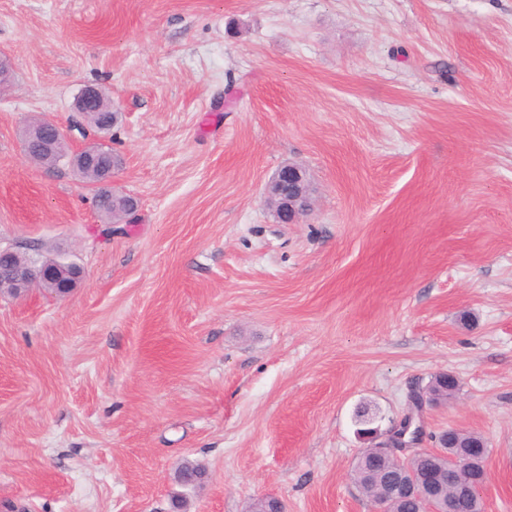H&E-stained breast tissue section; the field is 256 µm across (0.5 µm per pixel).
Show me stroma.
<instances>
[{"instance_id":"stroma-1","label":"stroma","mask_w":512,"mask_h":512,"mask_svg":"<svg viewBox=\"0 0 512 512\" xmlns=\"http://www.w3.org/2000/svg\"><path fill=\"white\" fill-rule=\"evenodd\" d=\"M0 55V247L85 271L0 299V512H372L354 411L440 371L424 447L483 435L512 512V0H0ZM87 85L138 201L115 232L22 146ZM288 161L298 224L264 197ZM285 186H288L286 192L283 191ZM311 191L314 192L306 169L291 162L283 164L265 185L267 200L278 199L280 206L288 207V220L285 222L277 221L279 212L269 207L275 220L280 224L299 223L306 212L302 208L295 207V203Z\"/></svg>"}]
</instances>
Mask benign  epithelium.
Segmentation results:
<instances>
[{
	"mask_svg": "<svg viewBox=\"0 0 512 512\" xmlns=\"http://www.w3.org/2000/svg\"><path fill=\"white\" fill-rule=\"evenodd\" d=\"M75 111L80 115L87 112H107L118 116L119 112L112 100L105 97L103 91L95 86L83 87L78 93ZM69 138L68 131L52 121H42L26 130V143H37L47 154L55 153ZM112 155V149L106 144L85 147L67 158V164L77 169L86 170L100 166V175L93 182L96 195L109 200L124 195V191L112 185V167L100 165V159ZM313 191L307 171L295 163L283 164L265 185L267 199H277L280 205L288 208L289 224H297L305 214V210L295 207V203L304 195ZM14 252L10 249L0 250V297L18 298L32 287L47 288L57 297H65L83 280L84 269L75 262L56 259L36 258L27 264L17 263L13 259ZM436 373L428 385V395L423 397L419 410L407 409L396 419L389 421L386 428L376 425L378 416L371 406L359 410L354 416L358 428L356 434L365 443L358 455V462L367 459L391 460L397 469L396 478L389 483L381 496L374 501L377 512H388V504L400 495L408 493L421 500L422 512H452L450 501L441 495L429 492V484L433 482L437 471L422 469L419 459L425 455L444 459L448 462V480L457 484L461 496H469L471 488L462 479V473L479 468L483 475V483H488V460L475 464L470 459L452 452L460 447L458 432L443 437L435 446L427 449L421 447L426 436L424 411L428 407L439 405L438 394L434 391Z\"/></svg>",
	"mask_w": 512,
	"mask_h": 512,
	"instance_id": "benign-epithelium-1",
	"label": "benign epithelium"
}]
</instances>
